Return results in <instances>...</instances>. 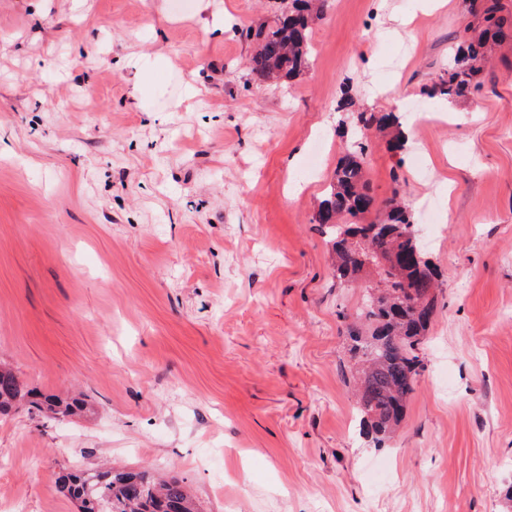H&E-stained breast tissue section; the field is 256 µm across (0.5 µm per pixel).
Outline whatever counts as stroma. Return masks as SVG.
I'll list each match as a JSON object with an SVG mask.
<instances>
[{
  "instance_id": "obj_1",
  "label": "stroma",
  "mask_w": 512,
  "mask_h": 512,
  "mask_svg": "<svg viewBox=\"0 0 512 512\" xmlns=\"http://www.w3.org/2000/svg\"><path fill=\"white\" fill-rule=\"evenodd\" d=\"M482 4L333 0L277 88L238 34L276 0H0V362L95 409L0 418V512H77L58 471L105 464L202 512H512V37L467 97L425 95ZM361 112L409 127L366 178L404 179L440 274L382 448L345 383L361 290L312 222Z\"/></svg>"
}]
</instances>
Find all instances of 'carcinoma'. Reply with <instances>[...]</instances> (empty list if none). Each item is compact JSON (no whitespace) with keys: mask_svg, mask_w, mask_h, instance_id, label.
<instances>
[{"mask_svg":"<svg viewBox=\"0 0 512 512\" xmlns=\"http://www.w3.org/2000/svg\"><path fill=\"white\" fill-rule=\"evenodd\" d=\"M330 2L288 0V12L241 29L240 36L254 43L247 62L248 81L263 85L272 74L289 81L305 71L312 54L311 26L299 13L322 15ZM497 12V0H492L484 8L483 21L495 39L503 40L509 36V28ZM488 46L484 37L465 43L460 63L425 94L432 99L470 94L481 71L476 63L487 59ZM372 128L391 133L390 148L403 146L404 132L395 115L360 113L353 142L324 190L312 223L324 226L331 236L333 272L340 282L368 272L366 261L370 258H394L400 265L393 287L377 299L363 298L347 325L355 363L346 382L354 387L363 423L379 444L400 425L415 391L421 368L419 346L436 309V282L435 273L423 259L410 214L402 205L399 177H394L391 196L382 202L368 191L363 138ZM21 406L51 418L87 409L82 399H62L29 388L11 368L0 364V416ZM56 483L79 504V512H202L183 481L158 480L142 471L64 470L58 473Z\"/></svg>","mask_w":512,"mask_h":512,"instance_id":"cac0c4a2","label":"carcinoma"}]
</instances>
